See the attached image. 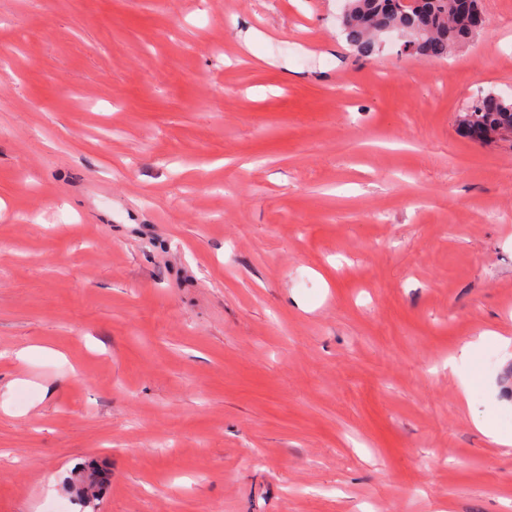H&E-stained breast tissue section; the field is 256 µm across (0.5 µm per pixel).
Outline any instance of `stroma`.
I'll use <instances>...</instances> for the list:
<instances>
[{
	"label": "stroma",
	"instance_id": "stroma-1",
	"mask_svg": "<svg viewBox=\"0 0 512 512\" xmlns=\"http://www.w3.org/2000/svg\"><path fill=\"white\" fill-rule=\"evenodd\" d=\"M345 6L0 0V512H512V0ZM388 0H348L343 31L351 47L362 57L371 56L378 47V37L388 30H398L413 40L414 55L425 61L448 56L455 45L473 38L479 24L478 0H420L421 7H403L392 11ZM464 125L472 135L488 130L512 128V100L489 91L472 102ZM78 472L84 474H80L74 483V488L79 494L76 495L85 501L97 499L105 482L103 474L89 466H81Z\"/></svg>",
	"mask_w": 512,
	"mask_h": 512
}]
</instances>
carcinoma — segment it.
<instances>
[{
  "instance_id": "cac0c4a2",
  "label": "carcinoma",
  "mask_w": 512,
  "mask_h": 512,
  "mask_svg": "<svg viewBox=\"0 0 512 512\" xmlns=\"http://www.w3.org/2000/svg\"><path fill=\"white\" fill-rule=\"evenodd\" d=\"M421 7L407 6L392 11L388 0H348L343 31L351 47L362 57L371 56L378 37L398 30L412 38L414 55L425 61L448 56L455 45L473 38L480 30L478 0H420ZM468 132L476 135L488 130L512 128V100L489 91L472 102L464 117ZM74 488L79 497L94 500L105 477L89 466L79 468Z\"/></svg>"
}]
</instances>
